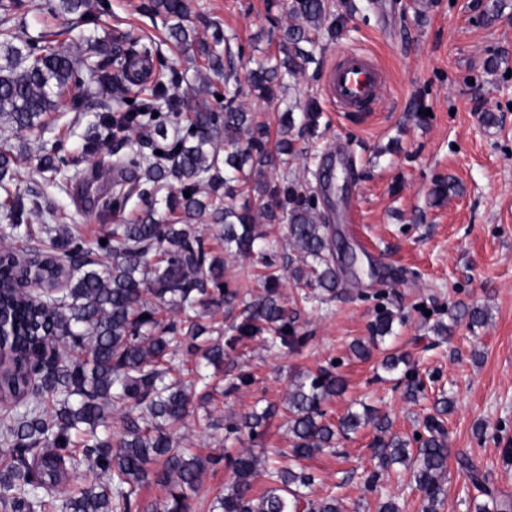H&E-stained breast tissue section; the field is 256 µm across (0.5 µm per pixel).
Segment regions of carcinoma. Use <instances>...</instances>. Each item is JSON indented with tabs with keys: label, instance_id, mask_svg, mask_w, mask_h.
Here are the masks:
<instances>
[{
	"label": "carcinoma",
	"instance_id": "cac0c4a2",
	"mask_svg": "<svg viewBox=\"0 0 512 512\" xmlns=\"http://www.w3.org/2000/svg\"><path fill=\"white\" fill-rule=\"evenodd\" d=\"M191 0H148L145 11L170 22V37L187 48L204 46L208 69L224 73V90L213 87L212 97L223 96L219 108L199 106L175 123L168 132L169 115L179 116L181 74L146 45L135 40L126 50L105 39L86 38L77 50H60L44 38H32L11 24L10 12L22 0H0V124L17 132H31L43 117L59 110L63 99L71 109L82 111L88 82L99 87L109 100L105 111L88 126L84 151L95 154L111 149L135 130L147 133L140 152L128 165L140 169L138 181L96 199L101 215L122 209L133 197L147 201L137 222L114 224L97 249H87L67 227L43 224L42 246L51 253L50 265L37 266L35 274L50 282L64 271L65 287L50 294L15 287L22 270L9 261L0 264L4 284L3 306L11 313L4 340L12 348L11 365L0 378V392L12 398L0 420V445L13 449V460L0 468V509L3 512H132L142 484L148 480L170 487L169 498L152 505L151 512H191L190 501L211 460L177 446L174 431L195 409V400L211 397L210 383L195 372V380L169 377L172 356L181 353L193 360L219 367L224 364V344L213 339L221 329L204 318L207 311L236 299L224 282V256L257 257L266 294L245 304L241 321L229 329L227 344L244 337L260 336L271 345L294 348L295 317L277 291L273 271L275 252L266 236L255 231V214L269 224L288 225V238L300 265L292 277L313 289L308 302L322 301L321 293L335 294L344 286L328 237V225L320 223L315 197L286 178H264L265 171L288 166L298 155L288 134L300 123L303 132L317 134L321 111L310 100L299 117L294 106L285 105L280 118L281 138L275 150L267 148V131L252 122L243 98L255 93L272 100L284 83L296 78L298 60L310 52L325 30L335 34L338 18L327 0H292L293 22L283 29L279 51L250 70L242 86L234 66L224 65L229 41L219 34L213 43L187 24ZM62 14H77L86 24L98 19L103 5L95 0H58ZM224 50H218V46ZM144 60L156 71L154 82L141 85L136 62ZM162 154H156V151ZM68 161L59 146L40 158L39 172L58 173ZM12 153L0 151V207L10 221L0 236L31 242L33 220L43 219L35 200L21 191L15 178ZM190 196H184V192ZM165 196L168 215L155 214L157 197ZM218 228L224 251L211 247L195 226L199 220ZM172 306L180 314L165 323L160 308ZM396 315L383 310L372 327L373 337L393 333ZM38 344L59 346L47 361L34 362L31 350ZM201 390H196L197 385ZM423 382L413 373L405 376L407 399L417 400ZM345 390L344 380L333 366L307 376L288 397V431L293 461L308 459L331 448L336 436L356 433L368 424L377 430L374 455L387 470L399 464L411 473L421 492L422 512H438L448 471V433L440 417L452 399L441 397L435 414L425 418V434L404 439L386 437V415L363 407L347 413L336 425L325 421L322 404ZM123 410L122 428L109 429L112 412ZM268 413H245L225 427V437L241 440L259 435ZM162 460L152 470L149 464ZM469 483L487 498L474 504V512H512V496L499 491L468 451L457 458ZM235 486L217 500L218 512H343L341 499L328 496L306 499L302 489L314 484L305 469L273 466L265 471L272 487L261 496L250 495L257 475V460L239 455L232 463ZM87 468L92 483L62 496L57 487L68 470Z\"/></svg>",
	"mask_w": 512,
	"mask_h": 512
}]
</instances>
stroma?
<instances>
[{"mask_svg": "<svg viewBox=\"0 0 512 512\" xmlns=\"http://www.w3.org/2000/svg\"><path fill=\"white\" fill-rule=\"evenodd\" d=\"M53 0H25L19 17L26 33L55 38L64 46L86 33L73 16L52 13ZM97 37L153 42L184 77L189 88L182 110L201 100L199 51L168 40L162 17L141 9L143 0H105ZM290 0H193L191 24L205 36L231 37L242 49L237 76L246 79L257 62L276 55L279 35L290 22ZM340 31L321 37L303 63L296 83L281 93L288 102L321 107L319 135L296 134L299 154L288 175L318 201L332 238L348 243L360 261L343 275L335 297L321 304L303 299L288 267L291 248L286 225L260 224L278 243L276 264L282 301L297 313L298 349L270 347L262 338L242 339L224 349L215 379L220 389L179 431L181 447L213 462L191 502L192 512H209L215 497L233 482L232 459L243 453L265 466L287 465L288 394L308 374L330 365L346 388L327 400V422H338L357 403L386 414L390 431L401 437L424 430V419L441 396L453 407L442 421L453 449H474L495 486L512 494V0H329ZM368 51L389 84L384 101L368 112H339L325 96L328 74L344 51ZM104 101L91 96L82 111L63 108L43 130L15 133L0 126V149L15 156V167L41 204L46 223L78 232L95 247L113 225L134 222L143 210L138 199L109 217L91 209L87 183L105 187L113 167L138 151V133L113 145L108 157L80 156L64 171L36 172L42 143H59L78 154L82 136ZM494 113L495 123L483 120ZM343 148L336 191L324 181L326 157ZM224 278L238 300L215 311V324L232 321L242 304L262 296L264 286L249 260L231 258ZM485 308L484 326L470 324L468 309ZM403 317L385 341L371 327L380 309ZM451 324L447 338L433 330ZM363 342L369 353L351 350ZM405 356L425 389L417 401L403 390L404 370L386 372L389 354ZM248 381L229 389L238 376ZM272 413L256 440L225 439L222 426L252 409ZM371 427L340 440L335 448L303 460L314 474L310 497L339 491L344 512H377L394 501L399 512H421V495L403 466H393L374 485L365 479L378 468Z\"/></svg>", "mask_w": 512, "mask_h": 512, "instance_id": "stroma-1", "label": "stroma"}]
</instances>
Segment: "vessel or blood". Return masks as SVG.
<instances>
[{
    "mask_svg": "<svg viewBox=\"0 0 512 512\" xmlns=\"http://www.w3.org/2000/svg\"><path fill=\"white\" fill-rule=\"evenodd\" d=\"M384 90L382 71L364 53L350 51L331 68L325 95L336 108L362 112L372 108Z\"/></svg>",
    "mask_w": 512,
    "mask_h": 512,
    "instance_id": "1",
    "label": "vessel or blood"
}]
</instances>
